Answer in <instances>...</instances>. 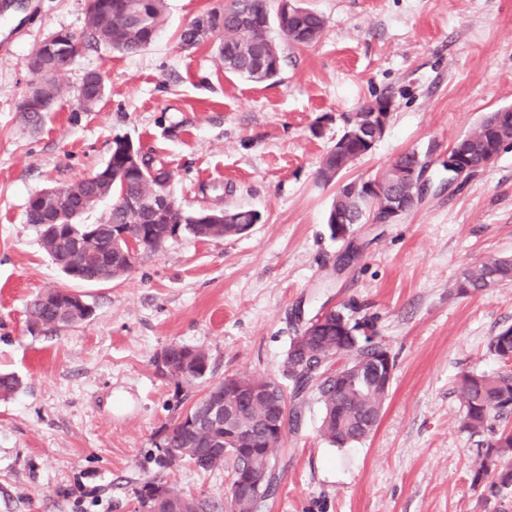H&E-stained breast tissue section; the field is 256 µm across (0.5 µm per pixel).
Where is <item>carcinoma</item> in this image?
<instances>
[{
  "mask_svg": "<svg viewBox=\"0 0 512 512\" xmlns=\"http://www.w3.org/2000/svg\"><path fill=\"white\" fill-rule=\"evenodd\" d=\"M297 17L285 22L278 15H267L260 10V0H233L221 14L208 12L214 18L211 29L217 31L218 57L228 72L251 80L275 79L282 68L281 43L308 45L319 39L325 22L323 17L300 4H294ZM165 0H89L87 28L80 35H71L80 47L106 46L125 54H137L156 38L163 24ZM200 20L193 21L180 35L185 47L201 42ZM54 64L37 76V87L51 106L58 89L55 77L66 71L68 53L65 44L59 42L46 50ZM375 98L345 120L342 135L349 138L344 155L355 161L362 157V137L373 134L371 119ZM512 137V112L495 111L487 116L475 129L455 143L454 150L467 165L479 167L485 153L495 148L499 134ZM121 141L114 142L112 156L106 167L112 169V182L82 178L60 189L59 207L40 206L38 202L27 203L25 220L40 228V240L52 262L69 273L72 264L73 241H83L89 232L95 233L96 242L89 245L80 256V275L84 278L103 276L110 281L132 270L121 256L119 247L112 241L125 231H135L157 244H163L177 235H189L197 239L224 237L230 232L239 233L241 224L248 220L249 211L243 209L224 211V223L220 226L196 224L195 212L181 206L165 214L137 216L123 209L116 197L148 196L160 189H168L171 171L165 160L149 152L142 153V167L153 174L142 177L125 168L120 152ZM104 200L111 201L106 215L99 224H84L82 217ZM369 204L358 207L350 198L337 199L332 210H339L347 223L358 224L365 216ZM61 234L49 237L51 225L60 219ZM512 282V259L493 258L470 268L456 284L460 295H470L489 287V284ZM69 290L65 287L49 289L34 297L28 306V324L41 332L57 331L84 320L81 309L67 302ZM336 319L327 321L319 333L317 347L324 351L336 350ZM490 350L502 361L512 360V327H507L490 340ZM178 371L169 375L176 383L192 384L206 377L200 368H210L209 357L201 347L171 344L166 348ZM303 357L288 353L285 374L292 383L290 393L279 391L283 406L281 426L290 430L300 421L299 398L302 394H314L323 409L320 432L332 446L343 448L362 442L370 437L373 417H381L384 402L382 389L369 375L357 383L353 395L336 392L335 387L324 383L315 384L312 377L296 368ZM459 392L464 403V414L460 430L477 438L480 448L479 461L474 469L472 483L482 482L491 473L496 481L490 489L496 494L512 490V430L498 429L495 422L512 414V373L491 375L486 373H464L460 377ZM211 393L206 391L171 426L164 430L158 445L156 464L167 469L188 463L198 470L211 471L225 468L233 477L248 465L262 466L265 461H277L283 438L268 440L262 427L266 406L258 402L240 410L231 406L227 413L233 415L234 423L247 430L249 440L232 443L236 451L224 453V423L209 421ZM495 440L485 441L488 434ZM184 499V494L165 483L149 482L139 494L142 512H167V504Z\"/></svg>",
  "mask_w": 512,
  "mask_h": 512,
  "instance_id": "carcinoma-1",
  "label": "carcinoma"
}]
</instances>
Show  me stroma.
I'll return each mask as SVG.
<instances>
[{
	"label": "stroma",
	"instance_id": "1",
	"mask_svg": "<svg viewBox=\"0 0 512 512\" xmlns=\"http://www.w3.org/2000/svg\"><path fill=\"white\" fill-rule=\"evenodd\" d=\"M301 2L325 29L285 46L276 80L226 73L215 38L181 46L187 25L231 0H166L154 42L136 55L85 51L31 123L19 110L26 62L53 34L82 33L88 0H0V374L21 382L0 399V512H140L137 492L151 480L223 507L227 470L155 463L162 429L203 391L161 377L158 355L200 346L208 382L284 385L293 336L326 304L371 319L394 358L383 415L367 440L337 448L306 396L264 512H512L511 493L473 486L478 447L458 428L460 375L505 369L489 341L512 326V283L455 288L469 267L512 258V148L462 184L447 185L443 167L457 139L512 107V0ZM90 72L104 93L87 109L77 91ZM382 95L394 102L390 122L345 178L379 180L415 151L428 189L397 223L332 237L336 187L319 179L321 161L345 118ZM117 139L162 154L183 209H250L259 222L144 251L106 284L67 283L25 221L27 202L103 166ZM63 286L91 316L31 333L27 303Z\"/></svg>",
	"mask_w": 512,
	"mask_h": 512
}]
</instances>
